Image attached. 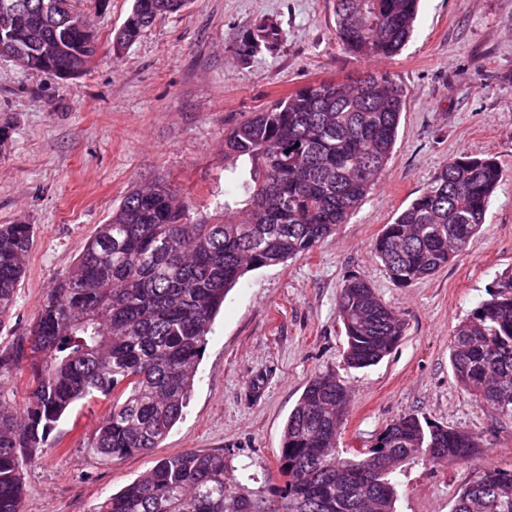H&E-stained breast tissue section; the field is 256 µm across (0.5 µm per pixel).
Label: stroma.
Wrapping results in <instances>:
<instances>
[{
	"mask_svg": "<svg viewBox=\"0 0 512 512\" xmlns=\"http://www.w3.org/2000/svg\"><path fill=\"white\" fill-rule=\"evenodd\" d=\"M132 0L87 10L97 51L80 74L27 69L0 55V224L34 227L26 274L0 349L25 340L52 283L132 189L166 183L192 219L224 200V135L299 86L386 71L407 96L385 170L346 223L305 256L249 272L207 337L191 398L159 448L112 460L92 450L106 400L78 402L61 441L23 471V512H91L105 496L183 451L220 452L233 486L263 495L277 482L284 427L308 380L330 374L350 392L340 449L368 448L408 413L479 435L465 463L401 469L397 512H451L487 466L512 470V420L481 406L449 361L456 326L512 272V0H420L412 38L391 59L357 60L335 36L334 0H190L156 19L120 58L111 40ZM276 19L273 53L240 61L255 20ZM492 155L503 169L482 229L454 262L408 286L371 250L386 224L448 159ZM365 279L405 324L376 365L343 360L337 300Z\"/></svg>",
	"mask_w": 512,
	"mask_h": 512,
	"instance_id": "1",
	"label": "stroma"
}]
</instances>
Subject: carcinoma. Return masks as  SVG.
Instances as JSON below:
<instances>
[{"label": "carcinoma", "instance_id": "cac0c4a2", "mask_svg": "<svg viewBox=\"0 0 512 512\" xmlns=\"http://www.w3.org/2000/svg\"><path fill=\"white\" fill-rule=\"evenodd\" d=\"M77 0H0L20 14L0 37L17 47L55 50L80 73L96 50L80 32ZM188 0H133L112 38L113 55ZM419 0H335L336 39L352 57L398 55L411 38ZM277 20L264 18L240 42L248 60L276 49ZM406 91L388 73L300 87L253 112L224 136V215L192 220L165 184L133 189L84 244L74 271L48 290L28 344L0 350V512H22L21 473L58 446L55 431L79 400L110 399L93 451L122 459L158 447L189 403L214 317L249 271L308 254L336 231L373 188L395 145ZM248 157L250 179L235 177ZM503 172L492 156L448 159L427 188L372 243L391 279L408 286L447 266L486 220ZM31 224H0V328L25 276ZM343 358L366 368L404 336L401 318L364 279L342 286ZM30 392L7 401L4 383L22 362ZM450 364L460 386L512 418V273L499 277L453 334ZM349 397L327 375L312 377L285 426L277 499L227 484L224 454L187 451L159 460L107 496L94 512H396L398 471L409 462H466L482 448L469 431L407 414L375 445L344 456L337 448ZM453 512H512V471L488 467L460 489Z\"/></svg>", "mask_w": 512, "mask_h": 512}]
</instances>
